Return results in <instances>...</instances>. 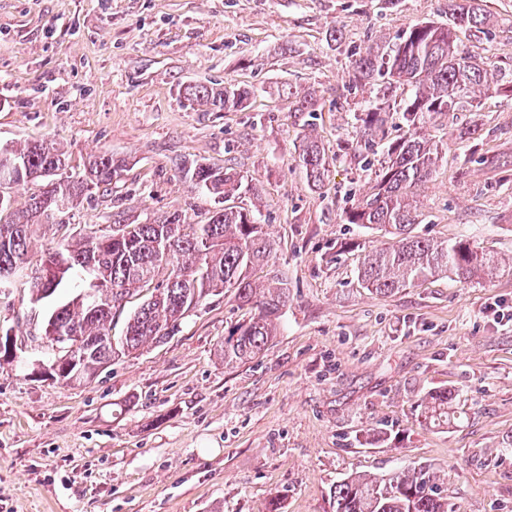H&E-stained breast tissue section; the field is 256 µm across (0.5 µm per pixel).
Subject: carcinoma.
<instances>
[{"label":"carcinoma","instance_id":"carcinoma-1","mask_svg":"<svg viewBox=\"0 0 512 512\" xmlns=\"http://www.w3.org/2000/svg\"><path fill=\"white\" fill-rule=\"evenodd\" d=\"M475 0H448V23H415L396 33L383 45L354 58L351 67L360 81L380 80L385 87H411L404 101L407 133L386 146L384 165L376 174L369 194L345 212L348 224L378 229L393 235L394 242L368 252L359 270L362 287L377 294L409 288L436 276H454L468 283L500 272L499 261L478 252L468 240L437 241L412 234L421 223L413 205L416 188L431 178L443 144L426 133V124L436 115L470 112L480 106L477 90L499 89L512 79L478 51L461 52L456 31L464 25L483 24ZM188 99L215 112L236 110L248 98L246 88L227 82L224 87L194 85L186 88ZM386 110L379 104L357 114L364 141H374L385 122ZM19 162L13 169L16 185L38 184L25 209L13 220L0 224V286L28 259V246L35 225L58 214L55 199L66 196L73 209L88 191L112 184V172L121 168L104 151L81 173L68 172L64 152L46 140L10 147ZM307 184L321 186L328 162L323 147L312 138L304 140L299 154ZM191 185L209 195L231 198L242 186V176L228 169L198 163L183 171ZM273 244L262 225L245 208L221 209L204 224H187L180 213L161 216L134 225L128 237L92 233L77 245L63 243L42 260L62 267L38 277L41 287L54 295L70 282L77 295L54 308L47 322L59 336H82L96 340L111 331L113 312L141 292L167 270V278L129 317L126 330L115 339L120 352H133L175 334L185 315L207 296L226 288L235 290L242 302H253L250 271L269 263ZM288 298V288L277 281L256 301L258 314L241 323L224 341V363L256 357L273 336L274 319ZM105 345L85 352L77 367L60 370L57 380L80 382L97 373L108 360ZM453 394L438 390L429 394L425 419L435 425L448 423ZM333 512H454L448 496L424 466L400 468L384 475H348L330 496Z\"/></svg>","mask_w":512,"mask_h":512}]
</instances>
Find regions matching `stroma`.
Returning <instances> with one entry per match:
<instances>
[{
    "label": "stroma",
    "instance_id": "1",
    "mask_svg": "<svg viewBox=\"0 0 512 512\" xmlns=\"http://www.w3.org/2000/svg\"><path fill=\"white\" fill-rule=\"evenodd\" d=\"M480 7L460 47L512 67V0ZM447 18L448 0H0V144L54 141L76 172L103 150L123 163L108 190L36 228L32 259L110 215L193 224L222 209L179 173L203 158L243 175L236 203L274 243L252 282L288 283L255 359L224 362L225 338L255 313L226 290L81 386L42 372L56 355L47 306L23 278L0 289L17 353L0 365V512H332L344 476L408 464L430 466L455 512H512V269L377 295L358 269L386 239L344 221L406 131L390 112L364 147L357 113L409 94L354 82L352 59ZM227 82L249 90L245 108L185 96ZM466 126L475 135L458 140ZM427 131L448 149L416 192L415 235L511 260L512 93ZM308 136L329 162L319 189L299 164ZM443 389L455 416L438 427L424 416Z\"/></svg>",
    "mask_w": 512,
    "mask_h": 512
}]
</instances>
